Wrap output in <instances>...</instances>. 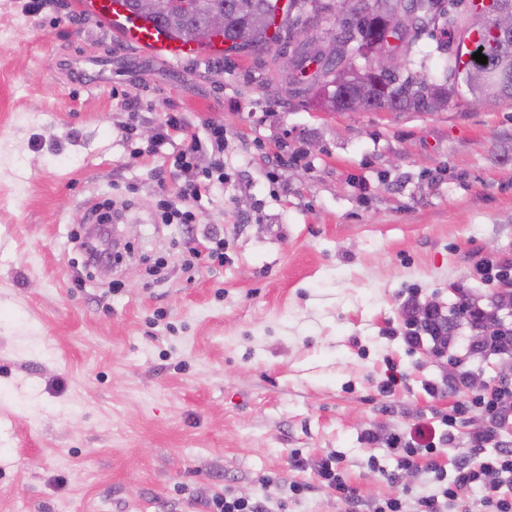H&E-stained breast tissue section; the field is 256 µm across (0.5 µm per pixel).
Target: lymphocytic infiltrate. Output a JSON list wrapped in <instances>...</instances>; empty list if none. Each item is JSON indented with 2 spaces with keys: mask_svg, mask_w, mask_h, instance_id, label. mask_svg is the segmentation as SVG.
<instances>
[{
  "mask_svg": "<svg viewBox=\"0 0 512 512\" xmlns=\"http://www.w3.org/2000/svg\"><path fill=\"white\" fill-rule=\"evenodd\" d=\"M175 133L182 136L178 160L190 175L181 191L182 197L195 198L209 192L216 177L224 173L223 160H215L211 170L203 176H195V138L188 134L186 126L177 118H169L159 137L166 140ZM494 439L495 435L490 431L474 433L469 452L457 456L452 469L448 470L438 460L439 450L433 437L419 441L412 437L392 436L389 449L397 455L400 469H423L431 474L432 487L415 503H407L400 497L391 498L374 504L372 512H448L449 505L469 498L475 499L481 512H512V496L501 492L504 485L512 486V449L499 448L494 453L484 454L485 445Z\"/></svg>",
  "mask_w": 512,
  "mask_h": 512,
  "instance_id": "1",
  "label": "lymphocytic infiltrate"
}]
</instances>
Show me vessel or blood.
Here are the masks:
<instances>
[{
    "mask_svg": "<svg viewBox=\"0 0 512 512\" xmlns=\"http://www.w3.org/2000/svg\"><path fill=\"white\" fill-rule=\"evenodd\" d=\"M87 6L122 43L140 48L152 58L174 63L204 52L196 43L169 39L160 26L132 16L123 0H88Z\"/></svg>",
    "mask_w": 512,
    "mask_h": 512,
    "instance_id": "b4317fda",
    "label": "vessel or blood"
}]
</instances>
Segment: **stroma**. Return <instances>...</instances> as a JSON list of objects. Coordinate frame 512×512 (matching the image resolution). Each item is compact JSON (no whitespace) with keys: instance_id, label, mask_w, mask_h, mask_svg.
Segmentation results:
<instances>
[{"instance_id":"35a3bbf8","label":"stroma","mask_w":512,"mask_h":512,"mask_svg":"<svg viewBox=\"0 0 512 512\" xmlns=\"http://www.w3.org/2000/svg\"><path fill=\"white\" fill-rule=\"evenodd\" d=\"M173 114L201 170L224 130L227 180L193 203L221 266L186 268L158 218L184 180L157 138ZM105 200L130 246L108 272L79 242ZM481 259L512 266V101L336 112L281 92L268 54L169 64L73 0H0V512H200L227 490L347 512L313 467L328 456L365 506L417 496L428 475L384 478V440L467 396L405 324L495 293ZM473 334L447 352L495 382Z\"/></svg>"}]
</instances>
